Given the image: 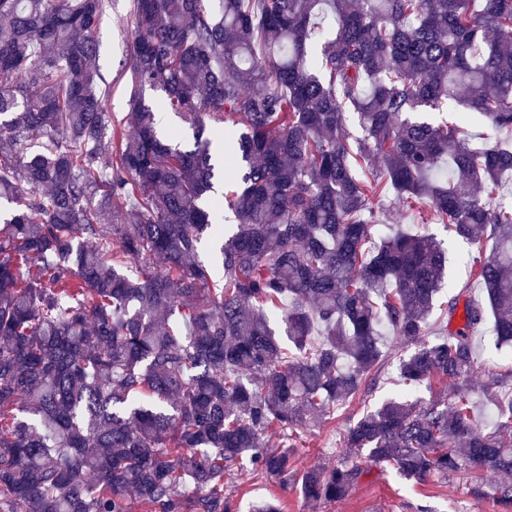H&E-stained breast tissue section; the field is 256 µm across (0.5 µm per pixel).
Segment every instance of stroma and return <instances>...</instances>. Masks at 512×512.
<instances>
[{
    "label": "stroma",
    "mask_w": 512,
    "mask_h": 512,
    "mask_svg": "<svg viewBox=\"0 0 512 512\" xmlns=\"http://www.w3.org/2000/svg\"><path fill=\"white\" fill-rule=\"evenodd\" d=\"M134 0H104V15L95 33L97 42L96 65L106 83V108L113 119H124L129 97L128 79L124 63L129 54L133 22ZM416 228L418 232L433 235L448 253L444 281L462 284L469 281V268L464 258L469 247L456 239L445 225L422 222L418 213L391 209L376 236L387 234L393 225ZM397 362L389 360L378 372L375 387L361 394L348 408L336 411L321 424H312L301 430L292 458V472L301 474L310 467H332L341 459L343 435L349 424L366 409L398 392ZM489 476L484 471L470 469L449 479L437 477L422 482L408 481L395 471L374 465L351 492L341 501L320 506L306 504L293 480L277 476H255L239 471L224 479V495L231 503L232 512H251L262 500L276 501L281 512H505L492 498L475 495V487L487 486Z\"/></svg>",
    "instance_id": "1"
}]
</instances>
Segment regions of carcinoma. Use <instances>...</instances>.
Instances as JSON below:
<instances>
[{
  "instance_id": "1",
  "label": "carcinoma",
  "mask_w": 512,
  "mask_h": 512,
  "mask_svg": "<svg viewBox=\"0 0 512 512\" xmlns=\"http://www.w3.org/2000/svg\"><path fill=\"white\" fill-rule=\"evenodd\" d=\"M474 3L134 0L116 125L103 0H0V512H127L132 493L146 512H230L224 475L288 477L291 433L371 389L385 329L413 346L407 390L349 426L339 464L301 474L303 500H341L370 463L417 482L512 473V395L477 375L475 344L512 342V0ZM445 104L488 132L421 118ZM159 108L193 148L160 136ZM223 165L238 189L206 205ZM383 197L474 246L485 300L465 329L428 338L445 252L375 238ZM434 381L449 400L414 396ZM488 495L512 506V483ZM161 119V132L168 137L172 134L177 136V142L181 147L185 144H192V129L188 121L183 117L171 111H162L158 113ZM471 397L476 405V422L478 425L483 426L493 417L495 408L491 403L489 395L479 384L472 388Z\"/></svg>"
}]
</instances>
